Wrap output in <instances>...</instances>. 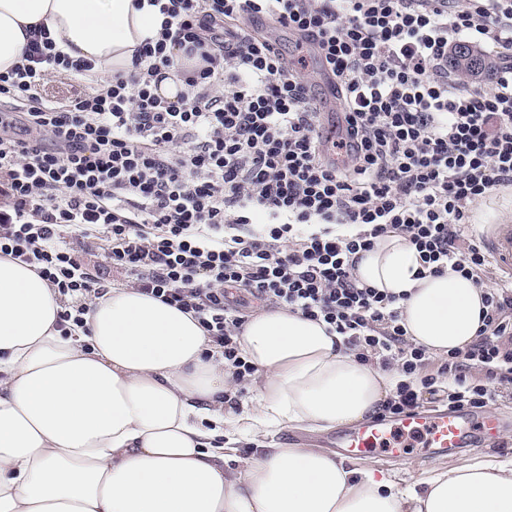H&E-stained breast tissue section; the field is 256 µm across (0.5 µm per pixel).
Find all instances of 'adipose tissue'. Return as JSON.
Wrapping results in <instances>:
<instances>
[{"label":"adipose tissue","mask_w":512,"mask_h":512,"mask_svg":"<svg viewBox=\"0 0 512 512\" xmlns=\"http://www.w3.org/2000/svg\"><path fill=\"white\" fill-rule=\"evenodd\" d=\"M136 0H0V73L45 25L58 51L97 73L131 74L155 38ZM356 275L401 298L407 340L436 355L474 342L483 290L421 270L403 236L379 238ZM63 302L0 255V512H512V462L451 467L402 488L336 452L277 443L275 428L326 432L374 416L399 375L360 361L328 324L287 307L250 316L239 346L253 396L233 383L199 321L135 288H109L62 335ZM242 435L246 457L217 439Z\"/></svg>","instance_id":"1"}]
</instances>
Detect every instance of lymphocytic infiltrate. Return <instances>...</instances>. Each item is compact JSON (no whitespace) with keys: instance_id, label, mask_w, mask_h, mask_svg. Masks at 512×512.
Returning a JSON list of instances; mask_svg holds the SVG:
<instances>
[{"instance_id":"lymphocytic-infiltrate-1","label":"lymphocytic infiltrate","mask_w":512,"mask_h":512,"mask_svg":"<svg viewBox=\"0 0 512 512\" xmlns=\"http://www.w3.org/2000/svg\"><path fill=\"white\" fill-rule=\"evenodd\" d=\"M164 20L136 74L64 101L52 78L89 75L34 29L0 74V254L33 266L82 324L106 284L101 251L129 287L194 314L221 350L236 403L256 371L237 337V291L344 336L401 379L377 414L483 409L512 384V282L493 279L471 231L480 203L512 187V0H150ZM267 22L313 45L344 127L322 114L304 60H287ZM468 39L504 59L491 87L449 78ZM200 55L176 100L156 94L172 48ZM404 236L423 267L484 290L482 326L435 358L409 343L397 297L362 284L359 253Z\"/></svg>"}]
</instances>
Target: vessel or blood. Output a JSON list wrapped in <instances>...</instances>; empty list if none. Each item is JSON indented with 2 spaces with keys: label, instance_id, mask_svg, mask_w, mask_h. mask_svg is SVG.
Returning a JSON list of instances; mask_svg holds the SVG:
<instances>
[{
  "label": "vessel or blood",
  "instance_id": "b4317fda",
  "mask_svg": "<svg viewBox=\"0 0 512 512\" xmlns=\"http://www.w3.org/2000/svg\"><path fill=\"white\" fill-rule=\"evenodd\" d=\"M481 241L498 268L512 275V225L495 224L483 232ZM501 427L493 411L413 410L396 418L372 417L336 437V445L354 456L401 457L413 443L432 451L467 448L479 437L495 435Z\"/></svg>",
  "mask_w": 512,
  "mask_h": 512
}]
</instances>
